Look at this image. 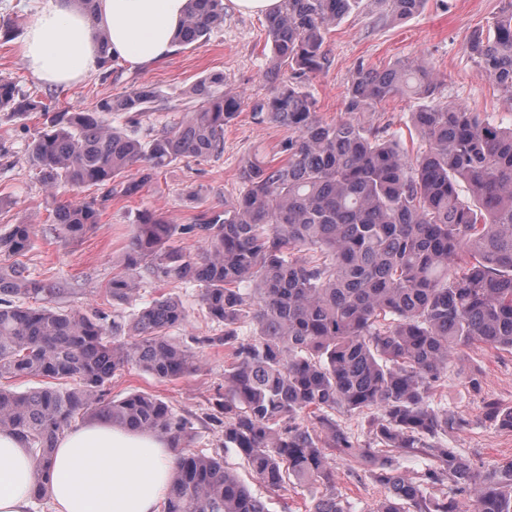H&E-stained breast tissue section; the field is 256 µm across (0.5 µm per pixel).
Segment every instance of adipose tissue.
<instances>
[{"mask_svg": "<svg viewBox=\"0 0 512 512\" xmlns=\"http://www.w3.org/2000/svg\"><path fill=\"white\" fill-rule=\"evenodd\" d=\"M38 2L21 54L34 77L59 87L97 73L105 50L136 69L166 60L189 8V0H96L91 12L77 0ZM177 459L160 435L78 422L58 439L45 496L52 512H159ZM35 469L20 438L0 430V512H28Z\"/></svg>", "mask_w": 512, "mask_h": 512, "instance_id": "adipose-tissue-1", "label": "adipose tissue"}]
</instances>
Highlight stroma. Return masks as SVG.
Segmentation results:
<instances>
[{"label":"stroma","mask_w":512,"mask_h":512,"mask_svg":"<svg viewBox=\"0 0 512 512\" xmlns=\"http://www.w3.org/2000/svg\"><path fill=\"white\" fill-rule=\"evenodd\" d=\"M501 0H427L425 9L409 19L377 27L373 18L377 0H367L362 13L345 18L328 36L330 65L306 83L324 120L342 117L348 83L357 66L379 68L389 62L422 59L442 76L434 101L465 103L493 115L502 126L512 125V106L506 104L491 79L472 62L468 41L501 8ZM35 0H0V25L9 26V37L0 36V78L14 82L21 92L47 105L50 112H79L93 108L104 98L129 91L140 84L153 85L158 93L154 106L139 119V133L146 136L162 129L174 113L196 105L193 87L212 73L224 76V90L242 98L264 96L270 86L263 78L270 52L266 18L224 9V23L197 44L179 47L163 64L148 70H132L115 61L109 76L93 74L83 82L63 88L49 87L35 79L21 57V42L33 20ZM43 116L18 121L0 117V141L12 146L8 161L0 162V230L25 219L34 227L32 248L22 256L31 276L66 281L75 292L62 299L67 308L83 311L111 310L105 288L115 272V262L128 244L139 209L148 207L172 224L191 223L195 210L188 207L192 192H199L204 206H220L238 191V169L243 159L260 155L275 160L287 138L286 128L254 118L249 105L224 128V155L216 161H183L162 172L155 183L131 199H116L103 209L98 224L83 238L67 243L57 238L48 221L45 194L27 161L26 149L41 130ZM154 283H141L131 309L164 291ZM179 297L188 320L175 333L182 343L195 346L200 359L197 372L173 382H161L138 369L118 372L108 384L115 399L136 391L158 395L193 424L188 450L219 454L265 505L267 512H309L312 500L303 488L273 491L257 482L236 449L224 445V425L214 421L224 398V349L196 345L205 330L199 290L196 286L169 287ZM479 371L480 386L468 382ZM436 403L458 415L462 424L449 439L480 471L512 461V432L485 419L487 403L512 407V353L483 345L458 351L447 383L434 392ZM336 488L350 502L352 512H369L381 489L367 475L364 461L334 455L329 459Z\"/></svg>","instance_id":"stroma-1"}]
</instances>
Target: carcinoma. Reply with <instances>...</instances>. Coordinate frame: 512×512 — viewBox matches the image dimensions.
I'll use <instances>...</instances> for the list:
<instances>
[{
	"instance_id": "carcinoma-1",
	"label": "carcinoma",
	"mask_w": 512,
	"mask_h": 512,
	"mask_svg": "<svg viewBox=\"0 0 512 512\" xmlns=\"http://www.w3.org/2000/svg\"><path fill=\"white\" fill-rule=\"evenodd\" d=\"M378 2L373 23L381 25L415 16L426 0ZM504 3L468 50L512 105V0ZM364 9V0H281L267 17L265 75L277 85L251 100V110L288 128L285 159H245L236 198L191 224L139 210L106 288L112 314L65 308L57 300L73 293L66 284L32 278L19 263L0 266V379L49 381L25 392L0 387V429L23 439L37 463L33 500H44L59 435L99 418L171 440L178 469L163 512H267L223 458L184 451L192 422L165 402L147 392L105 398L112 377L129 367L159 381L200 368L197 353L171 337L187 321L178 297H153L128 316L117 309L146 279L199 288L215 335L197 343L231 356L219 404L224 447L242 454L267 488L304 485L310 512H350L329 467L340 453L369 464L382 488L372 512H467L446 493H427L444 482L467 496L472 512H512V463L476 474L440 441L458 420L432 405L460 348L512 352V128L464 104L433 103L441 75L418 59L357 68L344 111L358 118L324 120L304 81L329 67L331 30ZM223 21V0H191L180 43L207 38ZM222 86V73L204 79L195 89L200 102L148 139L136 131L157 98L147 84L91 111L46 119L27 153L57 238L83 237L98 224L99 207L136 197L164 169L222 157L224 125L241 107ZM394 97L416 100L410 123L424 149L414 156L396 132L372 123L378 105ZM38 109L0 79L1 114L25 120ZM108 115L123 116L130 129L111 126ZM63 186L99 194L60 203ZM178 235L196 238L198 250L172 246ZM32 236L33 225H10L0 254H25ZM344 414L367 418L371 444L359 443ZM485 417L512 431V408L490 403ZM417 452L435 467L402 474L399 458Z\"/></svg>"
}]
</instances>
